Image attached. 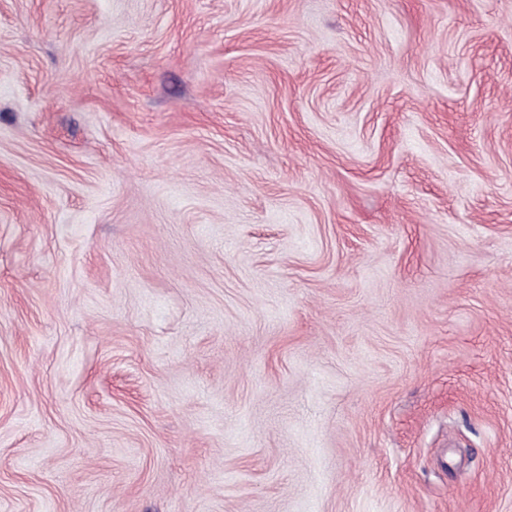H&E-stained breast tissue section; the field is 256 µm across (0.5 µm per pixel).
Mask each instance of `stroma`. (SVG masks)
<instances>
[{
    "label": "stroma",
    "instance_id": "obj_1",
    "mask_svg": "<svg viewBox=\"0 0 512 512\" xmlns=\"http://www.w3.org/2000/svg\"><path fill=\"white\" fill-rule=\"evenodd\" d=\"M0 512H512V0H0Z\"/></svg>",
    "mask_w": 512,
    "mask_h": 512
}]
</instances>
